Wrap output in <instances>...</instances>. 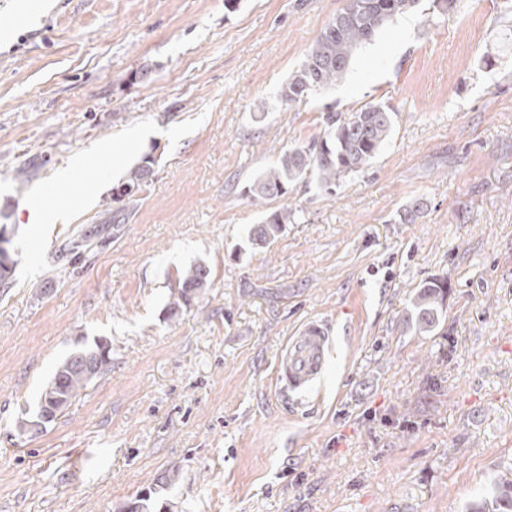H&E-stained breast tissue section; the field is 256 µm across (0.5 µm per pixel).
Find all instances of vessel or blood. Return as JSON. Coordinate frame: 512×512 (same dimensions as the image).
<instances>
[{
    "instance_id": "obj_1",
    "label": "vessel or blood",
    "mask_w": 512,
    "mask_h": 512,
    "mask_svg": "<svg viewBox=\"0 0 512 512\" xmlns=\"http://www.w3.org/2000/svg\"><path fill=\"white\" fill-rule=\"evenodd\" d=\"M330 341V329L322 321L311 320L304 324L299 336L288 346L279 367L286 388L301 390L318 377Z\"/></svg>"
}]
</instances>
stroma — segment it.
I'll list each match as a JSON object with an SVG mask.
<instances>
[{
	"instance_id": "stroma-1",
	"label": "stroma",
	"mask_w": 512,
	"mask_h": 512,
	"mask_svg": "<svg viewBox=\"0 0 512 512\" xmlns=\"http://www.w3.org/2000/svg\"><path fill=\"white\" fill-rule=\"evenodd\" d=\"M345 0H0V512H466L512 468V0H430L396 17L329 90L278 91ZM382 102L391 141L334 195L297 183L294 223L246 248L248 190L326 109ZM153 175L116 198L128 172ZM100 184L64 224L74 160ZM424 207L412 224L399 216ZM102 242L66 252L91 226ZM211 285L175 317L177 274ZM448 282L435 333L403 327ZM333 346L299 392L291 336ZM112 368L19 432L82 340ZM330 328L319 320L304 324L300 336L287 346L279 367V379L288 390L305 388L321 372L325 353L330 347Z\"/></svg>"
}]
</instances>
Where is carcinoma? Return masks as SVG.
<instances>
[{
	"label": "carcinoma",
	"mask_w": 512,
	"mask_h": 512,
	"mask_svg": "<svg viewBox=\"0 0 512 512\" xmlns=\"http://www.w3.org/2000/svg\"><path fill=\"white\" fill-rule=\"evenodd\" d=\"M420 0H346L345 6L323 29L307 50L305 59L279 90V101L292 106L312 93L336 86L344 76L355 52L394 18L413 12ZM321 137L280 153L277 162L258 175L248 193L252 200L266 202L282 198L298 182H315L326 193L338 183L371 164L390 141L395 112L381 102L367 103L344 114L327 109ZM152 166L146 161L130 170L118 195L129 196L147 182ZM296 210L283 205L263 215L248 229L247 242L253 249L272 243L292 223ZM17 260L0 257V291L13 286ZM210 285V268L195 263L181 273L178 295L169 302L173 316ZM447 282L435 279L423 285L410 300L404 327L418 335L433 333L443 314ZM111 348L103 340L85 344L71 352L55 370L41 391L35 408L18 422L19 431L33 425L46 427L62 413L79 391L87 388L111 364ZM468 512H512V480L501 478L490 493L468 507Z\"/></svg>",
	"instance_id": "1"
}]
</instances>
